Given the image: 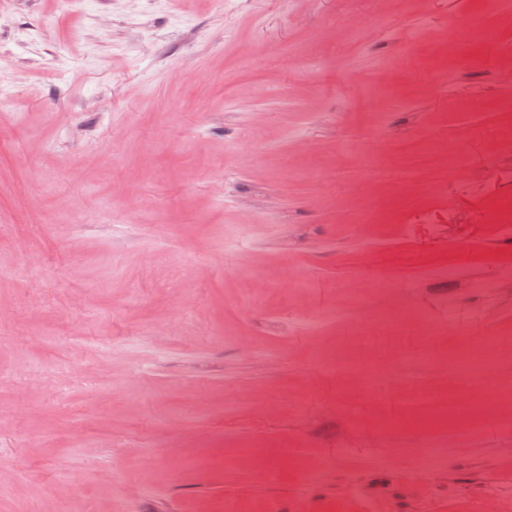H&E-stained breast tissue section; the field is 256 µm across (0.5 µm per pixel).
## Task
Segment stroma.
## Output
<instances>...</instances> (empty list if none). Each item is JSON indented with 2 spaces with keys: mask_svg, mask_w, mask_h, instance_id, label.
Returning a JSON list of instances; mask_svg holds the SVG:
<instances>
[{
  "mask_svg": "<svg viewBox=\"0 0 512 512\" xmlns=\"http://www.w3.org/2000/svg\"><path fill=\"white\" fill-rule=\"evenodd\" d=\"M80 7L0 0V512H507L512 0ZM423 440L415 456L416 469L420 472L440 469L444 464V455L441 450L444 445L429 435H425Z\"/></svg>",
  "mask_w": 512,
  "mask_h": 512,
  "instance_id": "1",
  "label": "stroma"
}]
</instances>
